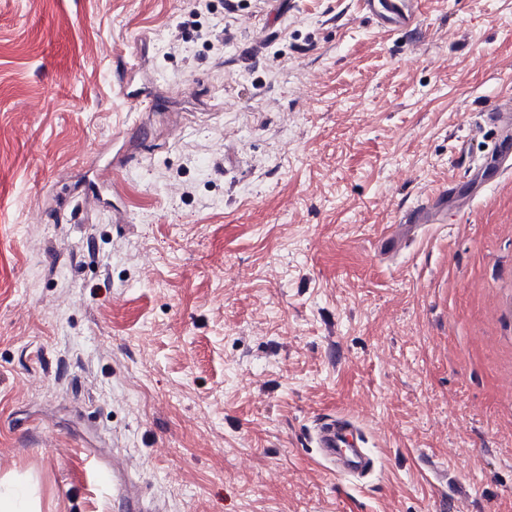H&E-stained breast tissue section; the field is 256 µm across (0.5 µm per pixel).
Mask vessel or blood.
Listing matches in <instances>:
<instances>
[{"mask_svg": "<svg viewBox=\"0 0 512 512\" xmlns=\"http://www.w3.org/2000/svg\"><path fill=\"white\" fill-rule=\"evenodd\" d=\"M361 3L366 14L389 31L411 33L416 29L418 0H361ZM481 118L496 129L497 137L487 156L469 164L466 181L483 190L512 171V96H502ZM460 189V184H449L447 191L441 192L432 203L408 211L404 227L425 223L433 210L447 207L449 198H458L460 206H467ZM313 442L319 460L337 475L363 478L374 469L375 460L365 432L348 416L336 414L319 419L313 426Z\"/></svg>", "mask_w": 512, "mask_h": 512, "instance_id": "vessel-or-blood-1", "label": "vessel or blood"}]
</instances>
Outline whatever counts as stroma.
<instances>
[{"label":"stroma","instance_id":"1","mask_svg":"<svg viewBox=\"0 0 512 512\" xmlns=\"http://www.w3.org/2000/svg\"><path fill=\"white\" fill-rule=\"evenodd\" d=\"M419 10L0 0V489L127 512L118 457L163 512H512V173L374 239L489 151L512 0ZM336 413L368 482L310 444ZM367 15L392 32L411 33L416 29L417 0H360ZM499 278L502 282L499 299L500 334L503 340L512 345V268L503 269ZM313 442L319 460L339 476L364 478L374 469L364 430L346 415L319 419L313 426Z\"/></svg>","mask_w":512,"mask_h":512}]
</instances>
